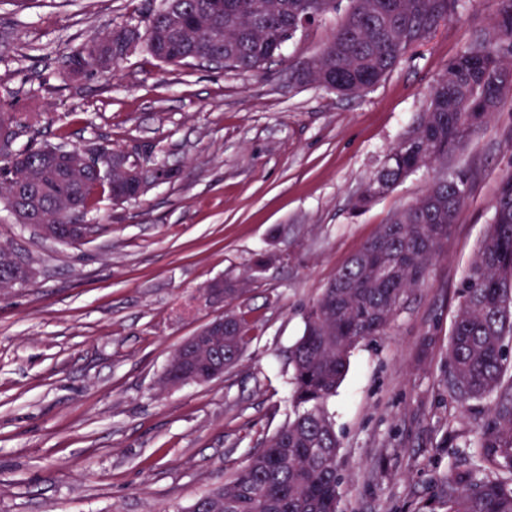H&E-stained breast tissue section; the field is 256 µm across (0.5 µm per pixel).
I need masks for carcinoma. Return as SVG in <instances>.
I'll list each match as a JSON object with an SVG mask.
<instances>
[{"instance_id":"obj_1","label":"carcinoma","mask_w":512,"mask_h":512,"mask_svg":"<svg viewBox=\"0 0 512 512\" xmlns=\"http://www.w3.org/2000/svg\"><path fill=\"white\" fill-rule=\"evenodd\" d=\"M491 29L463 48L428 91V106L385 156L357 197L363 210L421 168L437 177L426 192L393 212L334 281L306 310L305 330L288 356L293 415L249 463L221 488L220 499L199 498L189 512H339L340 447L323 408L347 370L357 344L385 333L409 294L421 287L468 196L462 172L448 174V158L490 121L512 93V0H497ZM464 0H348L345 19L323 47L318 70L296 79L332 85L343 96L379 83ZM340 0H161L143 27H122L74 50L69 67L83 71L97 47L122 35L166 66L197 58L241 72H258L303 25L339 10ZM40 113L33 104L0 109V202L23 219L41 224H80L99 198L114 195L119 172L101 173L83 157H130L91 143L13 147L20 129ZM145 185L173 179L174 168L142 166ZM20 253L0 242V289L16 286ZM232 321L218 349L239 360L249 340V321ZM512 173L502 178L486 236L460 291L448 353L449 386L464 401L497 395L490 418L467 463L448 469L432 502L441 512H512ZM184 347L164 373L186 384Z\"/></svg>"}]
</instances>
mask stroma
<instances>
[{"label": "stroma", "mask_w": 512, "mask_h": 512, "mask_svg": "<svg viewBox=\"0 0 512 512\" xmlns=\"http://www.w3.org/2000/svg\"><path fill=\"white\" fill-rule=\"evenodd\" d=\"M146 7L0 0V106L30 101L41 114L15 147L97 142L179 171L128 203L101 197L91 233L71 244L0 205V241L37 270L0 290V512H171L233 479L292 412L288 352L307 306L435 173L410 175L363 212L353 200L497 5L466 0L354 97L295 78L340 11L258 73L164 66L142 49L98 71L64 63ZM448 168L469 191L439 257L385 333L356 346L325 403L341 512H414L490 415V401L452 393L448 350L464 274L512 171V99ZM265 252L278 260L255 267ZM242 276L251 329L239 361L210 383L162 387L174 350L223 311L200 288Z\"/></svg>", "instance_id": "1"}]
</instances>
